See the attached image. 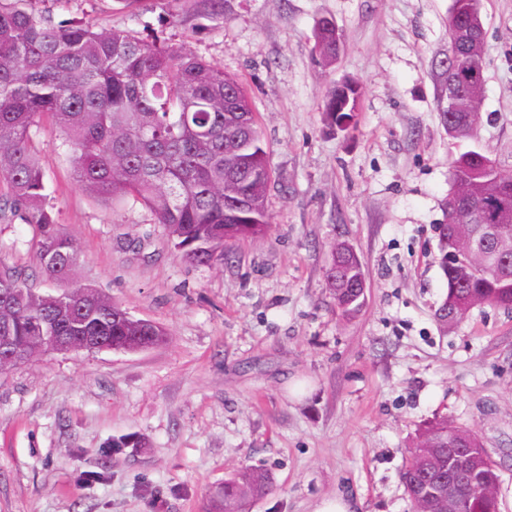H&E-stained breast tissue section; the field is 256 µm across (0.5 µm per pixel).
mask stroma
Here are the masks:
<instances>
[{
    "label": "stroma",
    "instance_id": "obj_1",
    "mask_svg": "<svg viewBox=\"0 0 512 512\" xmlns=\"http://www.w3.org/2000/svg\"><path fill=\"white\" fill-rule=\"evenodd\" d=\"M452 0H224V22L180 0H38L55 20L185 47L247 88L269 147V232L224 264L184 261L148 210H111L77 184L51 117L32 146L81 284L158 323L138 352L45 353L0 372V512H209L227 477L267 470L246 512H313L343 495L359 512H411L400 474L419 429L477 431L512 512V309L473 308L446 328L438 227L448 159L473 149L512 172V0H481V122L454 143L440 112ZM335 21L334 65L314 51ZM362 88L347 130L324 104ZM360 257L368 288L344 316L326 286L329 245ZM0 266L42 293L32 226L0 221Z\"/></svg>",
    "mask_w": 512,
    "mask_h": 512
}]
</instances>
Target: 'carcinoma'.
<instances>
[{"mask_svg": "<svg viewBox=\"0 0 512 512\" xmlns=\"http://www.w3.org/2000/svg\"><path fill=\"white\" fill-rule=\"evenodd\" d=\"M36 0H0V220H20L36 229L42 273L71 282L79 250L63 235L48 208L46 186L31 141L48 115L69 144L77 183L114 207L144 206L191 263L216 264L238 242L270 229L267 196L272 175L268 147L246 88L235 77L180 46L145 41L135 34L97 26L91 20L57 21ZM188 12L215 24L224 19V0H190ZM467 22L448 25L446 67L463 74L473 65ZM315 52L329 65L336 46L327 28L315 31ZM453 118L458 141L471 139L473 120L464 97ZM484 154L451 156L453 189L465 200L457 220L475 232L490 225L485 203L497 176L484 170ZM498 244L484 267L467 258L440 262L448 285V312L461 322L471 309L512 298V216L494 225ZM359 265L342 256L328 268L327 286L336 308L349 316L356 300ZM17 267L0 268V336L22 357L51 351L53 336H97L116 349L138 340L158 345L164 328L138 319L112 298L89 287L41 294L26 286ZM480 436L446 420L419 432L401 474L411 506L413 487L437 476L430 460L448 461V449ZM266 471L246 467L224 479L215 509L242 512L246 500L266 494Z\"/></svg>", "mask_w": 512, "mask_h": 512, "instance_id": "carcinoma-1", "label": "carcinoma"}]
</instances>
